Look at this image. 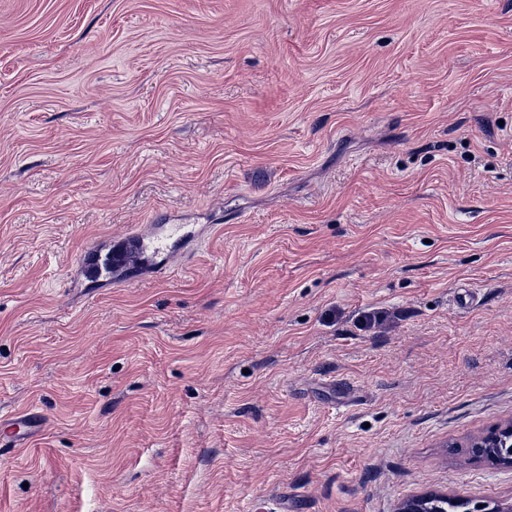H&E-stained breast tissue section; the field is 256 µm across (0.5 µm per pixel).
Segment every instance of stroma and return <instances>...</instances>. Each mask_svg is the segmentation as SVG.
Instances as JSON below:
<instances>
[{
    "label": "stroma",
    "instance_id": "obj_1",
    "mask_svg": "<svg viewBox=\"0 0 512 512\" xmlns=\"http://www.w3.org/2000/svg\"><path fill=\"white\" fill-rule=\"evenodd\" d=\"M210 226L156 279L99 239ZM379 313L374 326L366 314ZM0 512L512 504V0H0ZM41 426V419L33 410L12 418L6 431L12 444L11 448L31 442L40 433ZM468 448H477L475 458L494 468H512V419L486 434L473 437ZM439 500H448L447 494L424 492L406 499L398 512H433L438 511ZM461 504L448 500V508H457Z\"/></svg>",
    "mask_w": 512,
    "mask_h": 512
}]
</instances>
